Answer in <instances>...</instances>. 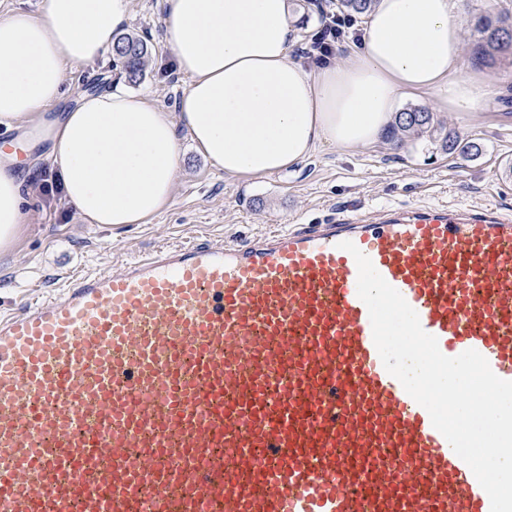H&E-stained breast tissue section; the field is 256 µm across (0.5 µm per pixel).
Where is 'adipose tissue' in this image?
Here are the masks:
<instances>
[{"mask_svg": "<svg viewBox=\"0 0 512 512\" xmlns=\"http://www.w3.org/2000/svg\"><path fill=\"white\" fill-rule=\"evenodd\" d=\"M466 0H374L360 42L305 67L289 0H163L167 44L185 88L168 112L121 83L57 105L70 69L105 58L130 0H43L0 17V127L49 143L64 201L87 224H145L170 203L181 135L230 180L296 168L324 144L380 142L399 102L432 95L465 116L490 94L463 56ZM27 176L0 151V253L24 233Z\"/></svg>", "mask_w": 512, "mask_h": 512, "instance_id": "obj_1", "label": "adipose tissue"}]
</instances>
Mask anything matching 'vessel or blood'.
Segmentation results:
<instances>
[{"instance_id": "obj_1", "label": "vessel or blood", "mask_w": 512, "mask_h": 512, "mask_svg": "<svg viewBox=\"0 0 512 512\" xmlns=\"http://www.w3.org/2000/svg\"><path fill=\"white\" fill-rule=\"evenodd\" d=\"M344 241L512 381L496 207L165 246L0 317V512H491L384 367Z\"/></svg>"}]
</instances>
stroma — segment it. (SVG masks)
I'll list each match as a JSON object with an SVG mask.
<instances>
[{
	"mask_svg": "<svg viewBox=\"0 0 512 512\" xmlns=\"http://www.w3.org/2000/svg\"><path fill=\"white\" fill-rule=\"evenodd\" d=\"M336 0H291L299 19L292 52L300 58L320 28L322 13L335 12ZM512 10V0H486L484 7L460 18L463 52L492 93L468 116L438 111L431 96L402 100V108H424L445 128L478 144V154L464 158L426 140L395 147L387 140L342 155L321 146L298 169L260 180L225 179L182 137L183 170L169 206L150 223L109 229L86 224L67 209L51 188L54 174L43 158L47 141L31 140L21 156L22 169L33 170V189L23 211L28 223L13 254L0 257V314L54 292L57 283L84 272L117 270L130 257L163 244L208 240L243 244L283 227L323 224L344 215L374 217L386 206L422 204L491 205L512 211V58L496 65L475 61L483 39L477 18ZM125 32L145 38L151 52L146 77L132 91L174 111L184 87L165 42L161 0H131ZM111 59L74 66L66 84L68 98L97 82L124 81Z\"/></svg>",
	"mask_w": 512,
	"mask_h": 512,
	"instance_id": "obj_1",
	"label": "stroma"
}]
</instances>
